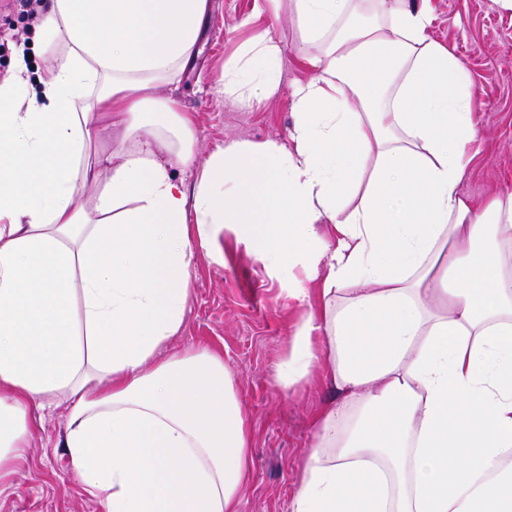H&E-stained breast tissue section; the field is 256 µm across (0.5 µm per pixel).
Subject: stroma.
I'll return each instance as SVG.
<instances>
[{
	"label": "stroma",
	"mask_w": 512,
	"mask_h": 512,
	"mask_svg": "<svg viewBox=\"0 0 512 512\" xmlns=\"http://www.w3.org/2000/svg\"><path fill=\"white\" fill-rule=\"evenodd\" d=\"M429 5L431 38L466 64L475 92L478 140L460 190L479 206L491 196L512 193V10L500 0H429ZM32 31L23 0H0L1 75L14 66L21 48L31 47ZM261 38L280 49L279 91L244 107L223 86L224 64ZM299 40L291 11L274 19L259 13L255 0H209L192 61L178 82L159 89L194 117V167L182 172L185 183L193 182L197 169L224 143L287 142L294 121L292 92L311 77L296 63ZM222 245L220 254L197 251L183 330L171 347L206 344L223 352L253 430V475L243 492V512H291L302 464L315 442L311 420L332 392L318 371L286 388L275 381V364L304 310L289 297V282L256 261L233 231H225ZM64 427L62 411L46 414L26 464L0 493V512H103L58 446Z\"/></svg>",
	"instance_id": "1"
}]
</instances>
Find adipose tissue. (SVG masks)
<instances>
[{"mask_svg":"<svg viewBox=\"0 0 512 512\" xmlns=\"http://www.w3.org/2000/svg\"><path fill=\"white\" fill-rule=\"evenodd\" d=\"M49 2L40 97L25 63L0 80V487L59 409L104 512H241L235 379L218 350L170 348L196 248L231 229L310 281L274 377L320 369L332 397L291 512H512V194L477 208L459 191L474 90L425 0L352 31V0H259L274 18L291 3L307 45L289 142H229L189 185L193 117L158 89L208 0ZM276 58L251 43L225 88L274 96Z\"/></svg>","mask_w":512,"mask_h":512,"instance_id":"adipose-tissue-1","label":"adipose tissue"}]
</instances>
